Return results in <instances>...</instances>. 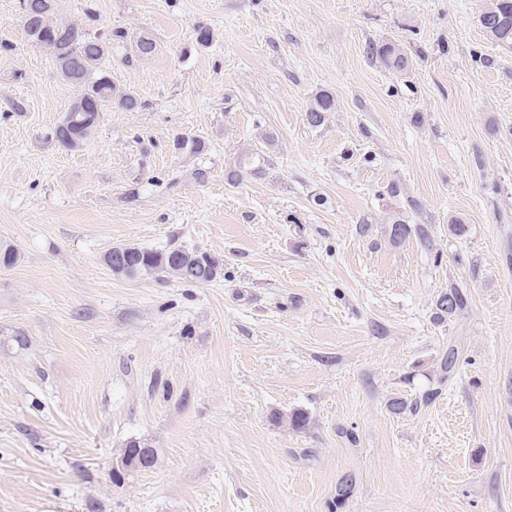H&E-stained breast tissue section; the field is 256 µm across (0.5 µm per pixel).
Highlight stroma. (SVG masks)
Wrapping results in <instances>:
<instances>
[{
  "label": "stroma",
  "instance_id": "obj_1",
  "mask_svg": "<svg viewBox=\"0 0 512 512\" xmlns=\"http://www.w3.org/2000/svg\"><path fill=\"white\" fill-rule=\"evenodd\" d=\"M486 5L56 0L128 32L105 65L140 102L67 151L79 90L0 0V512H512V50ZM128 243L223 273L113 276ZM452 282L467 304L436 318ZM131 441L153 467L114 471ZM376 55L390 68L402 71L409 66V57L407 53L392 44H385L382 47L375 48ZM334 108L335 101L333 97L328 93H321L314 98L313 103L308 107L306 119L309 124L318 126L323 122L324 114L332 112Z\"/></svg>",
  "mask_w": 512,
  "mask_h": 512
}]
</instances>
